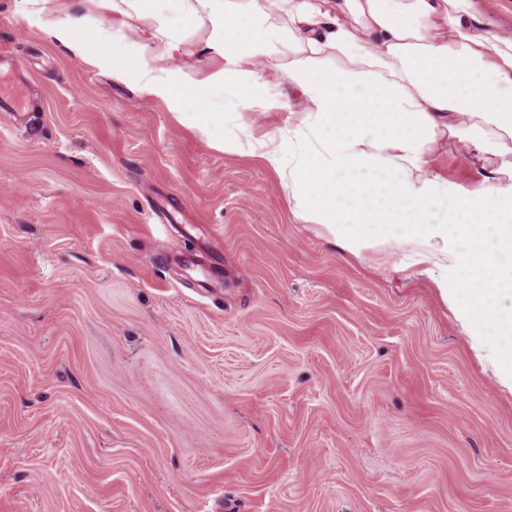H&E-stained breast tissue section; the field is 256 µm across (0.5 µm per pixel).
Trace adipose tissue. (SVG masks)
Listing matches in <instances>:
<instances>
[{"instance_id":"adipose-tissue-1","label":"adipose tissue","mask_w":512,"mask_h":512,"mask_svg":"<svg viewBox=\"0 0 512 512\" xmlns=\"http://www.w3.org/2000/svg\"><path fill=\"white\" fill-rule=\"evenodd\" d=\"M209 24L223 78L249 106L277 102L281 80L300 101L254 147L278 176L295 219L361 256L407 248L440 269V292L469 335L494 329L496 374L512 389V40L478 32L474 0H173ZM288 17L283 33L260 25ZM209 80L145 76L144 92L190 110L217 137L204 106ZM463 143L489 175L456 186L452 204L430 164L443 139Z\"/></svg>"}]
</instances>
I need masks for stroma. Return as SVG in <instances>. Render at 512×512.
Instances as JSON below:
<instances>
[{
	"label": "stroma",
	"mask_w": 512,
	"mask_h": 512,
	"mask_svg": "<svg viewBox=\"0 0 512 512\" xmlns=\"http://www.w3.org/2000/svg\"><path fill=\"white\" fill-rule=\"evenodd\" d=\"M84 18L91 65L0 0L30 94L0 112V512H512V392L410 249L357 258L291 214L254 139L288 109L210 86L233 153L141 90L210 26ZM127 66L112 75L113 59ZM449 185L483 174L463 146Z\"/></svg>",
	"instance_id": "1"
}]
</instances>
